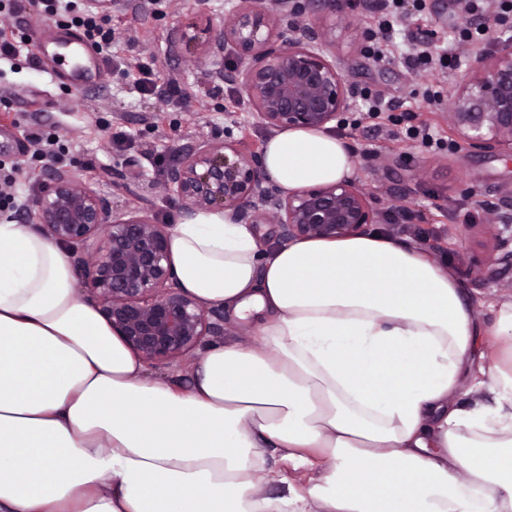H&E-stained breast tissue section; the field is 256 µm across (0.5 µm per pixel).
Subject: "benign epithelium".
I'll return each mask as SVG.
<instances>
[{
  "label": "benign epithelium",
  "mask_w": 512,
  "mask_h": 512,
  "mask_svg": "<svg viewBox=\"0 0 512 512\" xmlns=\"http://www.w3.org/2000/svg\"><path fill=\"white\" fill-rule=\"evenodd\" d=\"M337 0H239L220 22L190 13L178 37L233 87L259 123L272 129L326 130L359 106L334 44L299 17L336 12ZM239 65L224 67L225 57ZM449 91L448 134L472 153L512 160V38L468 52ZM264 150L241 139L211 138L180 150L167 190L188 209L245 224H279L281 239L343 236L378 224L382 214L358 179L283 194L263 167ZM489 223L512 229V193L484 204ZM29 221L71 249L76 267L113 331L149 364H169L224 333V308L205 309L178 286L169 225L138 206L109 210L93 183L56 169L41 183Z\"/></svg>",
  "instance_id": "1"
}]
</instances>
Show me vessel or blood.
Instances as JSON below:
<instances>
[{
	"label": "vessel or blood",
	"instance_id": "vessel-or-blood-1",
	"mask_svg": "<svg viewBox=\"0 0 512 512\" xmlns=\"http://www.w3.org/2000/svg\"><path fill=\"white\" fill-rule=\"evenodd\" d=\"M35 56L53 77L75 89L94 83L103 68L78 34L63 29L53 34L45 24L35 31Z\"/></svg>",
	"mask_w": 512,
	"mask_h": 512
}]
</instances>
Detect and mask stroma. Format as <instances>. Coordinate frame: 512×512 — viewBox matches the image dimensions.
Returning a JSON list of instances; mask_svg holds the SVG:
<instances>
[{"label": "stroma", "mask_w": 512, "mask_h": 512, "mask_svg": "<svg viewBox=\"0 0 512 512\" xmlns=\"http://www.w3.org/2000/svg\"><path fill=\"white\" fill-rule=\"evenodd\" d=\"M238 0H109L112 50L118 63L103 79L86 90L55 81L48 71L31 66L25 57L0 62V94L11 100V115L0 114V159L25 162L28 130L55 133L61 144L76 151L86 169L83 179L95 183L111 206L127 202L150 210L160 221L178 223L187 212L167 197L163 183L179 149L204 137L233 135L261 142L271 136L247 108L235 118L225 116L227 88L209 83L208 68L197 51L179 43L176 29L182 16L203 11L217 18L230 14ZM406 33L430 32L434 41L451 42L465 53L460 37L466 21L461 14L443 10L440 0H403ZM318 24L333 40L345 65L347 78L363 93L403 103V111L374 123L361 110L346 116L339 130L350 147L356 177L372 192L384 214L400 210L411 216L405 232L388 223L378 232L415 245L423 235H438L447 247L436 253L448 264L472 295L480 318H488V302L512 298V246L488 251L494 229L480 207L512 191V160L497 155H476L456 148L446 137L447 105L433 106L423 98L425 88H448L450 70L414 72L399 58L384 62L370 55L376 23L362 0H347L336 14H322ZM155 61L157 84L174 80L186 90L184 102L165 100L159 93H143L129 74L133 63ZM436 126L443 138L428 146L407 139L406 114ZM123 144H115L114 134ZM165 162H154L155 153Z\"/></svg>", "instance_id": "1"}]
</instances>
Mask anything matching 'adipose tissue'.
I'll return each mask as SVG.
<instances>
[{"mask_svg":"<svg viewBox=\"0 0 512 512\" xmlns=\"http://www.w3.org/2000/svg\"><path fill=\"white\" fill-rule=\"evenodd\" d=\"M263 164L286 193L354 170L320 130ZM170 234L180 286L257 340L211 343L186 389L145 375L58 242L0 222V512H512V299L479 320L448 266L379 234L268 252L210 211ZM270 448L308 482L264 471Z\"/></svg>","mask_w":512,"mask_h":512,"instance_id":"adipose-tissue-1","label":"adipose tissue"}]
</instances>
